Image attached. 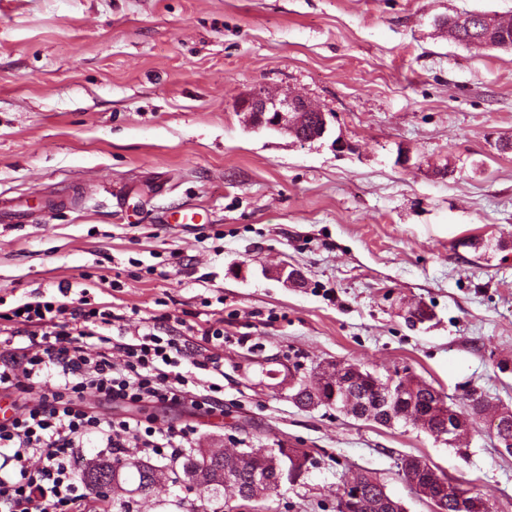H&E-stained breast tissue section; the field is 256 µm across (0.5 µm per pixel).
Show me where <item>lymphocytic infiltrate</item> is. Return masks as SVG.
<instances>
[{
    "instance_id": "obj_1",
    "label": "lymphocytic infiltrate",
    "mask_w": 512,
    "mask_h": 512,
    "mask_svg": "<svg viewBox=\"0 0 512 512\" xmlns=\"http://www.w3.org/2000/svg\"><path fill=\"white\" fill-rule=\"evenodd\" d=\"M112 309L85 298H56L0 310V390L33 395L0 421V512H93L76 482L79 448L97 438L100 448L125 456L177 461L196 430L162 427L150 420L101 417L86 395L129 406L174 405L191 400L199 370L220 375L219 357L191 358L184 339L145 326L131 342L112 339Z\"/></svg>"
}]
</instances>
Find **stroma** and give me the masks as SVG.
<instances>
[{"instance_id": "1", "label": "stroma", "mask_w": 512, "mask_h": 512, "mask_svg": "<svg viewBox=\"0 0 512 512\" xmlns=\"http://www.w3.org/2000/svg\"><path fill=\"white\" fill-rule=\"evenodd\" d=\"M469 11L512 0H0V197L33 208L0 224V299L87 291L125 342L146 322L223 328L211 408L89 405L195 422V448L309 453L267 512H334L360 470L430 512L405 456L512 512V456L489 429L512 409V50L449 40L439 20ZM260 89L324 107L330 132L248 127L236 106ZM187 204L207 223L161 222ZM336 361L492 409L461 455L409 424L298 407L288 369ZM99 496L112 512L200 503L169 475Z\"/></svg>"}]
</instances>
